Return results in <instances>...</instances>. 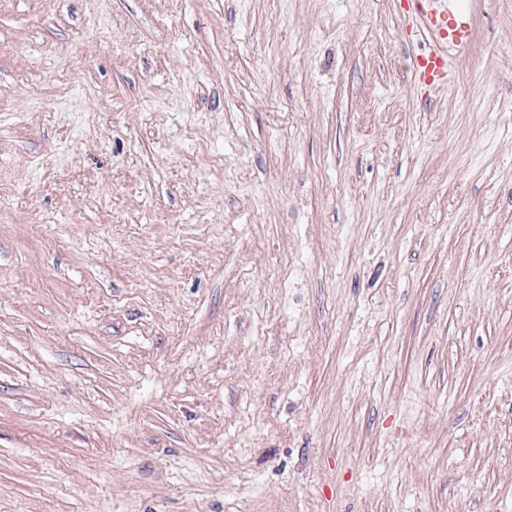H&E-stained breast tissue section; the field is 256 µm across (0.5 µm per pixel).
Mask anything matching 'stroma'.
I'll return each mask as SVG.
<instances>
[{
	"label": "stroma",
	"instance_id": "1",
	"mask_svg": "<svg viewBox=\"0 0 512 512\" xmlns=\"http://www.w3.org/2000/svg\"><path fill=\"white\" fill-rule=\"evenodd\" d=\"M0 0V512L512 498V0ZM411 0L412 25L416 32L434 40L440 47L434 53L417 59V73L430 87L444 83L454 57L467 53L475 36V13L479 0Z\"/></svg>",
	"mask_w": 512,
	"mask_h": 512
}]
</instances>
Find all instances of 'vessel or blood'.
<instances>
[{
  "label": "vessel or blood",
  "instance_id": "obj_1",
  "mask_svg": "<svg viewBox=\"0 0 512 512\" xmlns=\"http://www.w3.org/2000/svg\"><path fill=\"white\" fill-rule=\"evenodd\" d=\"M411 3L416 32L439 46L438 51L418 58L417 73L426 85L437 87L446 81L454 57L467 53L473 46L480 0H411Z\"/></svg>",
  "mask_w": 512,
  "mask_h": 512
}]
</instances>
